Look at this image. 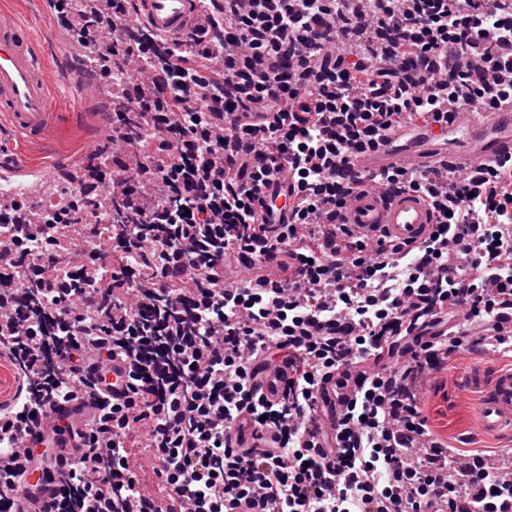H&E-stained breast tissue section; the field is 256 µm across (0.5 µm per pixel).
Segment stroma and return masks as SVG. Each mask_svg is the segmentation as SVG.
Instances as JSON below:
<instances>
[{"label": "stroma", "mask_w": 512, "mask_h": 512, "mask_svg": "<svg viewBox=\"0 0 512 512\" xmlns=\"http://www.w3.org/2000/svg\"><path fill=\"white\" fill-rule=\"evenodd\" d=\"M12 12L38 39L46 66L53 75V127L40 139L16 140L6 120L0 119V138L16 140L18 155L27 168L58 172L73 168L92 150L103 149L108 140L103 132L105 98L94 93L80 94L79 78L60 70L62 61L73 55L66 36L60 32L46 0H0V10ZM475 357L471 349L461 350L447 360L444 368L420 388L421 412L431 430L460 448H487L493 466L506 463V449L512 436L485 437L475 425V400L460 395L459 386L472 370Z\"/></svg>", "instance_id": "1"}]
</instances>
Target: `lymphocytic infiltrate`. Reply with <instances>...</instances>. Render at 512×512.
<instances>
[{"instance_id": "obj_1", "label": "lymphocytic infiltrate", "mask_w": 512, "mask_h": 512, "mask_svg": "<svg viewBox=\"0 0 512 512\" xmlns=\"http://www.w3.org/2000/svg\"><path fill=\"white\" fill-rule=\"evenodd\" d=\"M51 2L117 91L126 156L45 204L0 195V512L25 435L82 393L75 451L39 455L65 472L41 512H512V477L479 450L455 467L418 398L472 327L512 357V159L348 171L412 115L512 101V0H202L177 40L131 23L133 0ZM357 183L423 193L428 238L374 248L337 223ZM280 365L270 400L257 377ZM136 440L168 508L129 468Z\"/></svg>"}]
</instances>
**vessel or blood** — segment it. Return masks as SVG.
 <instances>
[{
    "label": "vessel or blood",
    "mask_w": 512,
    "mask_h": 512,
    "mask_svg": "<svg viewBox=\"0 0 512 512\" xmlns=\"http://www.w3.org/2000/svg\"><path fill=\"white\" fill-rule=\"evenodd\" d=\"M136 15L154 31L168 37L180 35L187 25L200 18L199 0H135ZM51 73L37 49L31 31L9 11L0 10V112L21 138L45 136L53 110ZM465 131L461 139L460 161L471 165L483 160L512 156V102L493 109L464 107ZM445 153L420 151L410 147L392 149L379 145L352 161L355 171L377 172L384 168H417L445 160ZM339 223L347 225L366 242L381 238L422 243L435 222L426 197L412 190L388 192L373 186L354 191L342 208ZM468 386L479 393L477 425L487 435L512 433V365L486 373L480 366L468 375ZM78 416L76 404H61L42 423L43 432L63 428ZM30 486L46 490L60 484L63 474H46L37 464L26 466Z\"/></svg>",
    "instance_id": "1"
}]
</instances>
